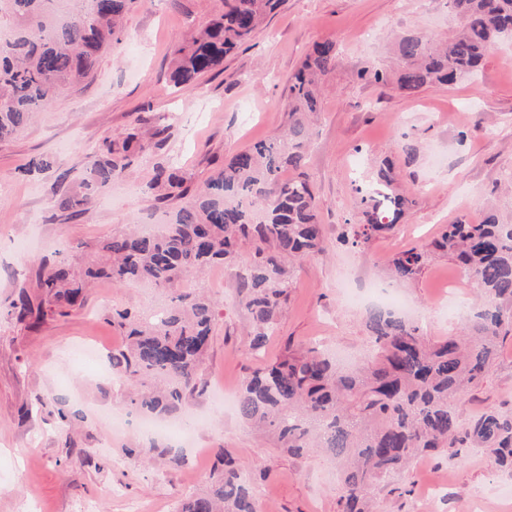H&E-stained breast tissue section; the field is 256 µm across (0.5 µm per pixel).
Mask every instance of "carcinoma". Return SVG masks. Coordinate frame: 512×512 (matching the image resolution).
<instances>
[{
    "instance_id": "carcinoma-1",
    "label": "carcinoma",
    "mask_w": 512,
    "mask_h": 512,
    "mask_svg": "<svg viewBox=\"0 0 512 512\" xmlns=\"http://www.w3.org/2000/svg\"><path fill=\"white\" fill-rule=\"evenodd\" d=\"M55 2L0 0V20L7 14L11 25L9 39L0 40V141L20 134L36 113L94 75L104 50L120 43L122 20L136 0H67L62 20L55 18ZM282 3L222 0V10L190 43L175 45L174 86L190 87L206 73L224 71V58ZM448 4L464 18L453 38L437 44L411 34L397 42L401 91L449 86L474 75L498 40L512 35V0ZM335 65L336 44H314L288 79V128L234 153L197 197L171 215L165 232L108 236L97 243L93 261L82 247L64 246L57 261H44L35 272L38 303L22 287L0 303V313L20 320L66 315L83 306L86 285L103 278L118 286L145 281L173 290L161 323L116 312L128 344L112 355V372L131 389L138 411L178 412L201 379L214 320L210 298L185 287L189 277L215 263L239 264L242 302L253 320L250 347L257 352L287 301L292 261L325 249L316 197L301 168L310 115L321 111L320 85ZM142 150L139 128L133 127L105 144L75 188L68 182L70 170L50 154L31 159L19 173L32 178L57 171L67 212L104 193ZM287 168L298 175L283 179ZM393 182V164L385 162L353 187L364 223L344 225L341 244L357 247L397 224L413 200L396 193ZM183 183L177 171L159 166L148 187L168 197ZM244 244L252 249L246 258ZM434 251L454 256L484 297L462 335L432 340L404 317L372 308L366 313L372 354L353 370H337L312 343L287 350L242 382L237 413L246 426L269 433L289 454L315 449L341 465L340 512H375L372 488L378 480L442 448H487L499 468L512 472V413L489 407L466 419L456 408L465 389L490 372L501 342L512 334V223L490 212L479 224H448L432 247L397 254L390 262L392 276L417 278ZM179 512H258V505L229 459L210 487Z\"/></svg>"
}]
</instances>
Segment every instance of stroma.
<instances>
[{"instance_id":"stroma-1","label":"stroma","mask_w":512,"mask_h":512,"mask_svg":"<svg viewBox=\"0 0 512 512\" xmlns=\"http://www.w3.org/2000/svg\"><path fill=\"white\" fill-rule=\"evenodd\" d=\"M221 6V0H137L125 17L122 43L102 56L96 73L0 143V301L22 287L37 295L31 270L54 259L62 243L90 249L103 237L165 223L184 200H161L147 190L156 165L177 167L192 194L233 153L283 131L289 76L312 43L332 40L336 65L324 79L322 110L303 167L326 248L299 265L277 332L258 354L250 348L252 320L236 266L215 264L194 279V287L211 298L215 320L202 382L180 410L213 417L191 444L143 434L126 387L110 381L107 356L125 343L113 313H143L165 292L103 279L69 315L36 325L0 317V512H126L131 500L144 512H177L206 487L224 450L252 486L261 512H337L335 464L314 450L282 452L237 413L217 410L212 383L238 392L249 372L318 336L330 355L352 362L363 357L366 309L347 302L350 288L394 289L431 339L459 332L458 310L475 304L476 291L452 257L433 255L425 272L406 282L391 278L388 262L430 244L444 225L480 222L490 205L512 221V189L503 181L512 169V134L484 135L491 124L512 127V40L492 49L476 76L408 94L361 73L375 66L396 71L398 37L451 35L462 20L448 0H286L225 59L223 72L205 74L189 89L174 87L172 45ZM139 117L145 120L143 151L87 213L59 221L54 173L27 179L19 174L30 159L51 153L80 180L90 153ZM358 159L369 171L391 160L398 189L414 204L392 232L351 248L339 244L338 236L343 224L363 221L351 179ZM92 341L102 354L89 362L82 348ZM63 404L73 414L68 427L57 414ZM458 405L468 417L489 406L512 413V336L486 378ZM103 407L125 413L129 431L111 437L96 417ZM438 480L447 481L448 489L436 512H512V475L498 471L483 448L416 456L409 471L376 485L379 512H416Z\"/></svg>"}]
</instances>
